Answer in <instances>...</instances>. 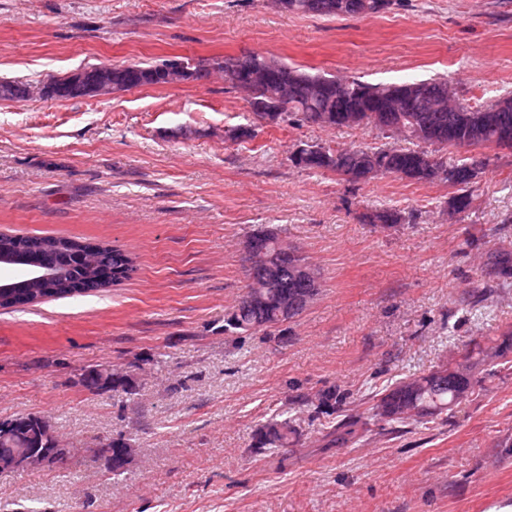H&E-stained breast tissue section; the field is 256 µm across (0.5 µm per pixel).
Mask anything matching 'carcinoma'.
<instances>
[{
	"instance_id": "carcinoma-1",
	"label": "carcinoma",
	"mask_w": 512,
	"mask_h": 512,
	"mask_svg": "<svg viewBox=\"0 0 512 512\" xmlns=\"http://www.w3.org/2000/svg\"><path fill=\"white\" fill-rule=\"evenodd\" d=\"M368 3L365 12L360 4ZM391 0H288L292 14L321 16H360L379 13ZM268 56L248 51L222 59L224 82L245 77ZM126 88L166 84L162 65L137 62L135 68L122 70ZM28 83L16 81L8 88L0 87V99L26 100ZM282 88L287 99L279 104L280 112L270 126L304 122L329 127L370 126L378 129L388 142L378 147L331 148L313 145L305 155L289 156L291 165L303 170L329 171L349 175L357 166L356 153L372 158L384 168L382 175H394L415 183H432L434 179L421 171L430 161L435 166L454 171L451 185L461 187L452 196V209L467 212L472 204L468 187L477 183L470 173L469 156H450L449 149L512 148V140L499 135L492 119L512 95H504L480 106L470 105L459 96L448 97V80L430 78L394 84H371L351 77L312 74L303 68L276 61L268 70L267 83L261 87H244L252 118L245 124L228 129L231 141L247 142L257 136L258 125L274 105L270 90ZM86 96L80 85L54 89L51 98L78 99ZM370 224L392 227L405 224L411 217L395 210L383 209L365 215ZM256 242L252 263L261 270L275 261L276 274L271 280L254 278L247 281L245 291L224 316V333L239 335L249 331L276 332L284 324L301 315L317 295L315 283L299 275L309 267L305 258L283 245L278 234L260 230L251 236ZM87 248V241L65 236H41L0 233V266H11L23 275L4 280L9 295L0 290V308H15L47 299L88 295L110 288L136 271L134 258L125 249L100 243L89 256H77ZM495 277L512 279V254L503 251L493 261ZM512 351V332L497 345L467 344L458 356L420 376H407L368 399L367 417L349 416L336 423V443L360 439L368 431L369 422L386 424L416 423L426 425L444 421L448 411L472 396L482 383V366L489 360L504 358ZM321 412L336 405V389L321 390L314 401ZM298 434L293 420L285 417L271 420L255 432L258 448H286Z\"/></svg>"
}]
</instances>
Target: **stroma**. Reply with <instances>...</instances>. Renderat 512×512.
Instances as JSON below:
<instances>
[{
    "instance_id": "obj_1",
    "label": "stroma",
    "mask_w": 512,
    "mask_h": 512,
    "mask_svg": "<svg viewBox=\"0 0 512 512\" xmlns=\"http://www.w3.org/2000/svg\"><path fill=\"white\" fill-rule=\"evenodd\" d=\"M261 52L369 83L449 76L482 105L512 91V0H393L367 17L289 14L271 0H0V78L37 83L99 63ZM244 94L209 81L105 99L0 100V232L86 237L129 251L131 279L71 299L0 309V419L50 417L76 452L50 470L0 473V512H512V370L427 429L336 421L469 340L512 327V149L490 147L470 210L453 187L355 182L291 166L299 145L377 146L371 127L266 126L225 141ZM377 207L414 215L384 229ZM277 230L320 285L284 335L224 333L247 282L243 245ZM109 366L133 390L96 392ZM346 399L317 414L305 398ZM288 448L254 430L281 410ZM130 438L121 475L99 454Z\"/></svg>"
}]
</instances>
